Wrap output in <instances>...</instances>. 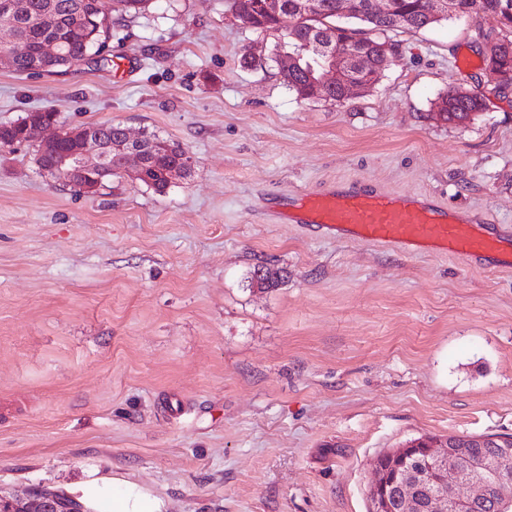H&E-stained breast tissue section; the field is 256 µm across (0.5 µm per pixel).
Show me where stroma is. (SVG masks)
Listing matches in <instances>:
<instances>
[{
    "label": "stroma",
    "instance_id": "stroma-1",
    "mask_svg": "<svg viewBox=\"0 0 512 512\" xmlns=\"http://www.w3.org/2000/svg\"><path fill=\"white\" fill-rule=\"evenodd\" d=\"M492 14L396 37L363 95L302 100L273 38L224 0H151L104 63L0 67V125L34 110L189 150L161 192L56 181L0 148V498L50 489L111 512H368L377 455L422 435L512 434V271L402 253L279 218L284 192L358 181L512 235V88ZM480 90L463 125L448 87ZM257 265L283 282L249 288ZM488 44L487 69L494 75L496 88L507 90L512 87V40L498 39ZM453 91L454 88H448V91L441 96L440 100L437 102L441 107V112H437V115L443 121L457 124H464L471 121L473 116L481 111L484 106L483 97L475 96L479 94L480 91L477 89H458L456 92L457 97L470 98H457L453 94ZM164 503L135 484H127L125 492L112 498V512H167Z\"/></svg>",
    "mask_w": 512,
    "mask_h": 512
}]
</instances>
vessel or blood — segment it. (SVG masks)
<instances>
[{"label": "vessel or blood", "mask_w": 512, "mask_h": 512, "mask_svg": "<svg viewBox=\"0 0 512 512\" xmlns=\"http://www.w3.org/2000/svg\"><path fill=\"white\" fill-rule=\"evenodd\" d=\"M308 223L383 243L407 253L441 252L512 268V239L487 235L455 209L417 196L381 193L351 183L290 197Z\"/></svg>", "instance_id": "1"}]
</instances>
